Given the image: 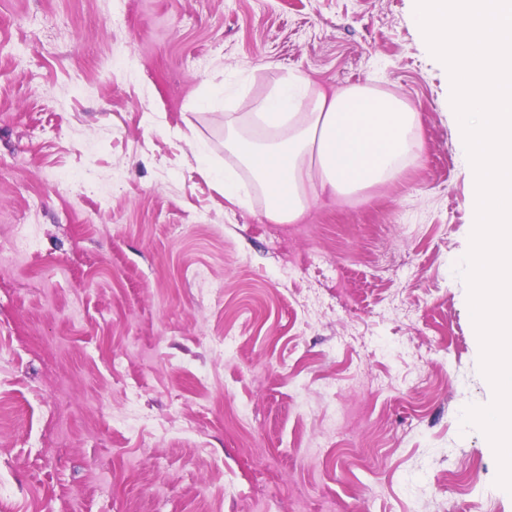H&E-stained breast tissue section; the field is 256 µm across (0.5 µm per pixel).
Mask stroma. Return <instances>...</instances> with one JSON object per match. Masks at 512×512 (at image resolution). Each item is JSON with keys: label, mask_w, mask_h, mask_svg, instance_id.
<instances>
[{"label": "stroma", "mask_w": 512, "mask_h": 512, "mask_svg": "<svg viewBox=\"0 0 512 512\" xmlns=\"http://www.w3.org/2000/svg\"><path fill=\"white\" fill-rule=\"evenodd\" d=\"M411 6L0 0V512H512L461 422L493 397L472 187ZM297 71L404 97L422 150L274 224L213 176L225 113Z\"/></svg>", "instance_id": "obj_1"}]
</instances>
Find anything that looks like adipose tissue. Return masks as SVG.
Segmentation results:
<instances>
[{
	"mask_svg": "<svg viewBox=\"0 0 512 512\" xmlns=\"http://www.w3.org/2000/svg\"><path fill=\"white\" fill-rule=\"evenodd\" d=\"M224 146L239 161L215 176L225 196L239 197L249 172L267 218L294 224L320 194L347 198L395 180L421 151L419 116L371 84L329 94L294 73L249 111L225 113Z\"/></svg>",
	"mask_w": 512,
	"mask_h": 512,
	"instance_id": "ef3b65f1",
	"label": "adipose tissue"
}]
</instances>
